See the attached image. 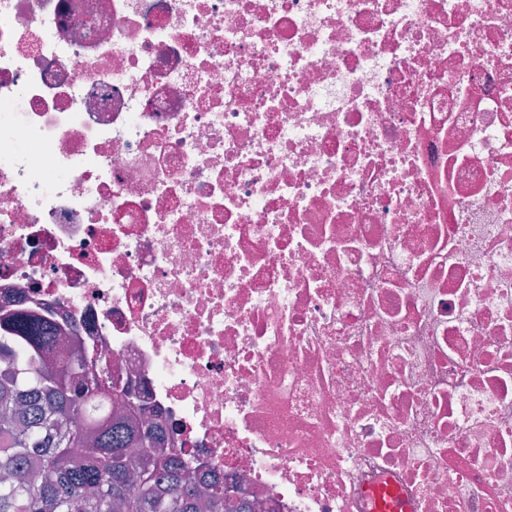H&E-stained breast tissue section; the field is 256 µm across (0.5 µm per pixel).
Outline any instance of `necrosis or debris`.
Returning a JSON list of instances; mask_svg holds the SVG:
<instances>
[{"instance_id":"obj_1","label":"necrosis or debris","mask_w":512,"mask_h":512,"mask_svg":"<svg viewBox=\"0 0 512 512\" xmlns=\"http://www.w3.org/2000/svg\"><path fill=\"white\" fill-rule=\"evenodd\" d=\"M0 307L244 512H512V0H0Z\"/></svg>"}]
</instances>
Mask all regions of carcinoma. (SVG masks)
<instances>
[{
    "label": "carcinoma",
    "instance_id": "1",
    "mask_svg": "<svg viewBox=\"0 0 512 512\" xmlns=\"http://www.w3.org/2000/svg\"><path fill=\"white\" fill-rule=\"evenodd\" d=\"M63 324L0 313V512H225L224 483L204 487L154 422L113 413L128 385L60 344Z\"/></svg>",
    "mask_w": 512,
    "mask_h": 512
}]
</instances>
